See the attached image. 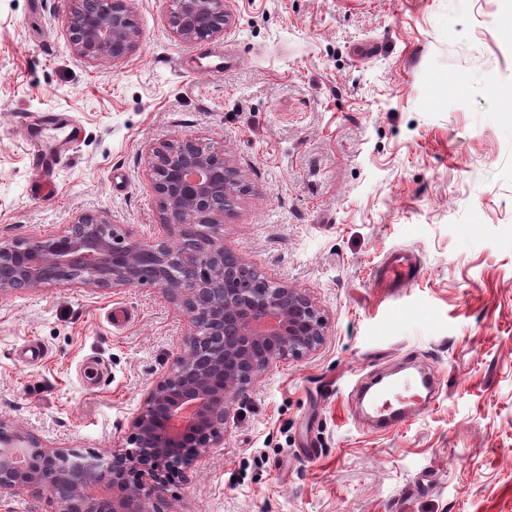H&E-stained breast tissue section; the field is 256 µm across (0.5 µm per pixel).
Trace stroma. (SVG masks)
Wrapping results in <instances>:
<instances>
[{
    "label": "stroma",
    "mask_w": 512,
    "mask_h": 512,
    "mask_svg": "<svg viewBox=\"0 0 512 512\" xmlns=\"http://www.w3.org/2000/svg\"><path fill=\"white\" fill-rule=\"evenodd\" d=\"M226 5L224 36L185 45L168 0H133L137 53L85 65L63 0H0V237L103 212L153 239L147 149L223 143L249 186L225 246L308 290L328 330L236 405L223 447L170 486L179 512H512V0ZM35 147L60 160L46 186ZM400 248L418 278L384 287ZM187 330L150 284L1 297L0 419L112 447ZM405 365L435 372V403L376 432L349 392Z\"/></svg>",
    "instance_id": "stroma-1"
}]
</instances>
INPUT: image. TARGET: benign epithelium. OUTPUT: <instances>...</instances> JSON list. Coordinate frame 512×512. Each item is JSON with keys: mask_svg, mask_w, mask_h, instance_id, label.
I'll use <instances>...</instances> for the list:
<instances>
[{"mask_svg": "<svg viewBox=\"0 0 512 512\" xmlns=\"http://www.w3.org/2000/svg\"><path fill=\"white\" fill-rule=\"evenodd\" d=\"M130 0H65L74 58L127 59L140 32ZM224 0H170L168 25L184 44L224 36ZM146 175L165 235L120 232L104 213L75 216L47 239H0V298L23 288H160L186 311L181 353L145 392L129 431L103 452L53 448L0 419V503L50 493L53 512H179L168 486L196 457L224 446L236 401L271 367L315 355L327 336L324 309L306 290L273 279L224 246V223L248 185L221 146L172 139L147 152ZM267 288L250 293L240 276Z\"/></svg>", "mask_w": 512, "mask_h": 512, "instance_id": "obj_1", "label": "benign epithelium"}]
</instances>
